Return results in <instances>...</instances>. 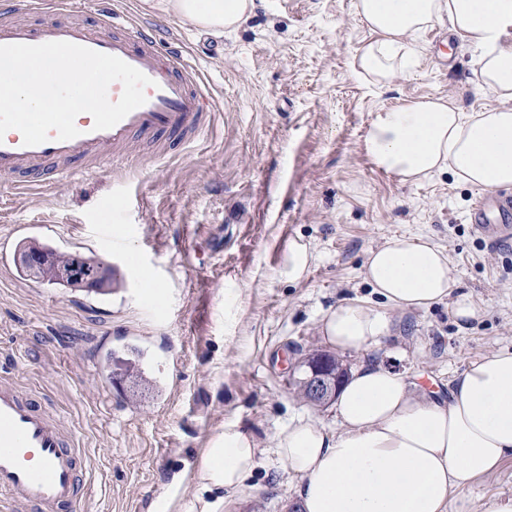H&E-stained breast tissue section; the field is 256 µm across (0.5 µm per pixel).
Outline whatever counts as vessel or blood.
Listing matches in <instances>:
<instances>
[{
    "label": "vessel or blood",
    "instance_id": "vessel-or-blood-1",
    "mask_svg": "<svg viewBox=\"0 0 512 512\" xmlns=\"http://www.w3.org/2000/svg\"><path fill=\"white\" fill-rule=\"evenodd\" d=\"M74 0H31L34 23L18 17L12 0H0V45L67 41L116 56L152 81L146 102L114 127L94 130L89 114L77 116L71 140L50 138L24 145L17 130L0 139V180L21 190L52 187L105 161L124 159L129 146L149 144L156 159L186 148L209 130L214 106L201 71L182 53L165 49L157 30L134 19L103 15L98 28L66 20ZM475 228L489 241L512 235V199L488 193L476 200ZM86 451L79 435L14 377H0V492L30 512H78L86 479Z\"/></svg>",
    "mask_w": 512,
    "mask_h": 512
}]
</instances>
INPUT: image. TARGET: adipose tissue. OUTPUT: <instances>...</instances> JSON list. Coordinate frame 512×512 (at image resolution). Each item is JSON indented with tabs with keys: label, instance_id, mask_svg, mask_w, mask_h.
<instances>
[{
	"label": "adipose tissue",
	"instance_id": "1",
	"mask_svg": "<svg viewBox=\"0 0 512 512\" xmlns=\"http://www.w3.org/2000/svg\"><path fill=\"white\" fill-rule=\"evenodd\" d=\"M164 10L215 34L244 24L254 0H162ZM372 38L354 58V74L385 85L407 72L414 37L445 22L477 52L478 84L494 101L475 112L444 97L376 112L363 149L372 165L418 184L443 173L481 191L512 187V0H357ZM364 279L381 306L349 302L323 320L325 340L363 353L391 333L387 309L427 308L452 300L459 320L476 307L458 294L445 247L420 236L371 250ZM337 427L293 417L274 453L299 481L302 512H448L453 492L512 457V352L471 364L447 402L411 389L377 364H361L335 399ZM258 465L256 442L237 424L216 432L195 473L200 494L189 512H215L213 493L242 489Z\"/></svg>",
	"mask_w": 512,
	"mask_h": 512
}]
</instances>
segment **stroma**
Returning <instances> with one entry per match:
<instances>
[{
    "label": "stroma",
    "mask_w": 512,
    "mask_h": 512,
    "mask_svg": "<svg viewBox=\"0 0 512 512\" xmlns=\"http://www.w3.org/2000/svg\"><path fill=\"white\" fill-rule=\"evenodd\" d=\"M96 25L107 10L134 13L172 34L203 73L216 102L210 132L169 159L149 149L47 191L0 182V234L45 217L34 235L136 273L109 295L61 288L0 264V371L46 397L82 436L91 474L81 512H185L193 468L227 422L256 439L259 465L218 512H288L298 482L272 453L297 414L335 425L333 404L296 392L289 370L330 352L322 320L336 305L374 301L363 276L368 252L419 235L448 249L459 291L478 308L460 327L449 304L392 312L396 329L344 367L376 362L433 398L471 363L512 351V237L474 232L477 189L441 174L419 184L377 171L362 150L375 112L443 95L467 112L488 99L473 54L447 24L420 32L415 65L383 86L358 80L352 63L371 33L355 0H255L249 21L215 36L144 0H80ZM314 256L288 280V252ZM141 350L149 384L131 402L118 373ZM512 500V458L450 495L448 512H483Z\"/></svg>",
    "instance_id": "obj_1"
}]
</instances>
